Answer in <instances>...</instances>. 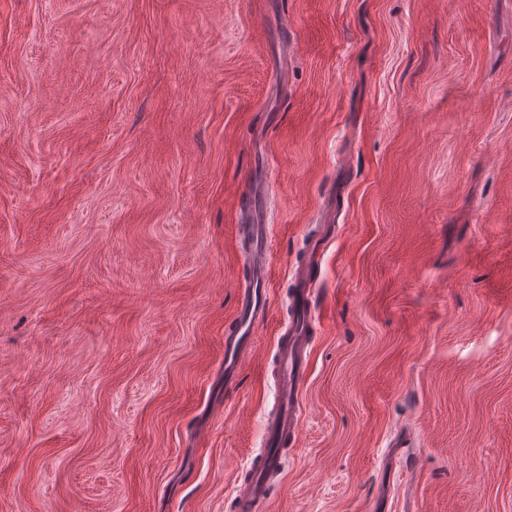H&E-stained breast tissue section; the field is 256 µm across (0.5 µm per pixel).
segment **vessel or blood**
<instances>
[{
    "label": "vessel or blood",
    "instance_id": "vessel-or-blood-1",
    "mask_svg": "<svg viewBox=\"0 0 512 512\" xmlns=\"http://www.w3.org/2000/svg\"><path fill=\"white\" fill-rule=\"evenodd\" d=\"M235 239L251 269V277L239 292L235 310V335L224 339V384L233 386L244 356L255 343L256 331L267 316L270 296V266L267 261L270 237L264 224H236ZM308 292H301L297 310L287 332L277 339L279 372L276 386L278 413L267 426L265 449L252 462L247 480L237 489L245 512H267L270 503L268 478L280 467L279 448L297 439L301 426L302 382L311 320Z\"/></svg>",
    "mask_w": 512,
    "mask_h": 512
}]
</instances>
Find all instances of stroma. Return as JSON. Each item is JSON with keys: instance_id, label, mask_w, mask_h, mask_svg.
Listing matches in <instances>:
<instances>
[{"instance_id": "stroma-1", "label": "stroma", "mask_w": 512, "mask_h": 512, "mask_svg": "<svg viewBox=\"0 0 512 512\" xmlns=\"http://www.w3.org/2000/svg\"><path fill=\"white\" fill-rule=\"evenodd\" d=\"M305 286L269 512H512V0H0V512H233ZM249 222L235 226V239L251 269V277L239 292L234 315L236 335L224 338V388L236 382L242 360L252 350L257 328L264 322L269 309L268 224Z\"/></svg>"}]
</instances>
